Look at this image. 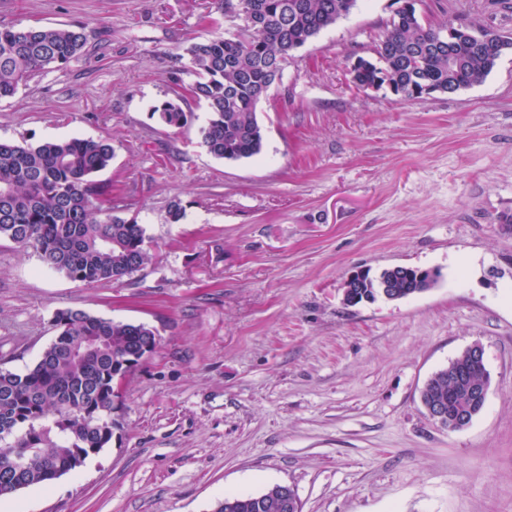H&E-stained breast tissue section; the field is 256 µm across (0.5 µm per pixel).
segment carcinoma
<instances>
[{
    "mask_svg": "<svg viewBox=\"0 0 512 512\" xmlns=\"http://www.w3.org/2000/svg\"><path fill=\"white\" fill-rule=\"evenodd\" d=\"M241 31L191 43L187 68L195 80L177 85L175 98L152 115L171 128L191 114L178 101L186 96L208 103L210 117L201 144L218 159L238 161L259 154L263 133L258 96L272 86V67L322 30L348 16L357 0H251ZM393 10L389 28L352 83L364 88L388 80L409 88L429 84L456 91L477 85L498 61L512 53V36L471 25L480 43L460 35L448 40L453 21L434 24L416 9V0ZM219 17L235 12L236 0H213ZM85 45L82 29L43 25L0 27V99L14 96L36 75L77 60ZM453 65H448V58ZM114 158L107 138H70L37 144L0 140V239L33 250L43 267L88 286L114 283L149 260L144 225L112 207V186L97 180ZM370 285L393 282L403 295L423 292L427 275L419 267L394 266ZM58 335L23 373L0 370V437L25 451L15 467L0 447V495L49 486L70 474L76 454L87 459L112 440V410L122 381L112 375L138 356L155 331L144 323L114 321L80 309L60 310ZM456 383L438 371L429 393L444 400ZM215 512H283L277 492L229 495Z\"/></svg>",
    "mask_w": 512,
    "mask_h": 512,
    "instance_id": "carcinoma-1",
    "label": "carcinoma"
}]
</instances>
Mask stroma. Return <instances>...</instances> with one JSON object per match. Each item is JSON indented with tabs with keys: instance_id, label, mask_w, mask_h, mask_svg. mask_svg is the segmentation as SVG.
<instances>
[{
	"instance_id": "1",
	"label": "stroma",
	"mask_w": 512,
	"mask_h": 512,
	"mask_svg": "<svg viewBox=\"0 0 512 512\" xmlns=\"http://www.w3.org/2000/svg\"><path fill=\"white\" fill-rule=\"evenodd\" d=\"M209 0H0V26L79 27L81 57L0 99V139L109 137L102 181L151 237L150 260L90 287L0 240V369L51 343L57 311L143 323L156 350L115 400L109 445L80 472L0 498V512H214L229 494L296 490L302 512H512V54L424 100L356 88L391 0H358L299 49L257 106L262 151L227 162L209 116L151 112L186 79ZM432 21L512 35L498 0H424ZM185 216L168 219L171 201ZM438 271L431 290L356 306L359 269ZM490 375L460 430L420 401L471 344Z\"/></svg>"
}]
</instances>
